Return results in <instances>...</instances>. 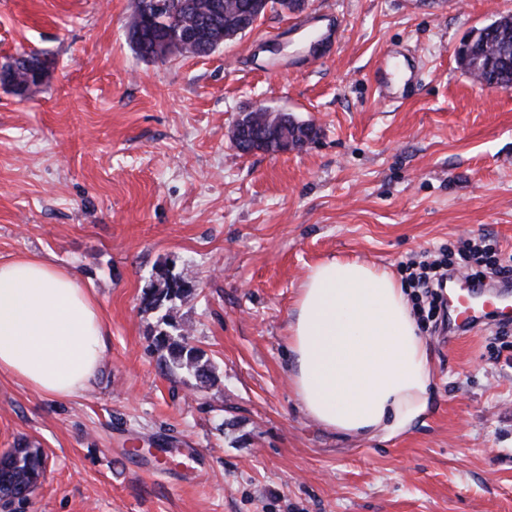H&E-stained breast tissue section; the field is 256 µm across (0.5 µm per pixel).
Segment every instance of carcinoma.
<instances>
[{"label": "carcinoma", "instance_id": "carcinoma-1", "mask_svg": "<svg viewBox=\"0 0 512 512\" xmlns=\"http://www.w3.org/2000/svg\"><path fill=\"white\" fill-rule=\"evenodd\" d=\"M173 17L193 28L197 18L211 12L214 0H191L192 7L186 9V0H167ZM244 0H223L222 13L218 26L208 34V40L216 41L226 31L240 28ZM470 76L486 75L490 82L503 89L512 88V30L504 29L496 37L480 28L473 32ZM157 31H144L130 38L135 51L145 59L154 56V42ZM243 127V152H248L253 139L266 142L268 151L275 152L285 139L299 140L306 134L317 135L314 125L300 121L288 114L277 111L245 112L239 119ZM194 292L189 282L174 276L168 269H161L150 288L145 290L143 304L145 310L163 309L161 327L152 337L155 349L169 373L187 372L202 385L212 383L215 373L205 354L188 342L185 326L177 318V306ZM45 473L43 449L27 442L0 454V501L8 504L21 503L38 487Z\"/></svg>", "mask_w": 512, "mask_h": 512}]
</instances>
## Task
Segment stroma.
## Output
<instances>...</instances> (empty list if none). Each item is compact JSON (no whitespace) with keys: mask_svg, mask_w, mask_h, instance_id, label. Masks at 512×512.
I'll return each mask as SVG.
<instances>
[{"mask_svg":"<svg viewBox=\"0 0 512 512\" xmlns=\"http://www.w3.org/2000/svg\"><path fill=\"white\" fill-rule=\"evenodd\" d=\"M135 5L0 0V66H46L27 95L0 84V260L72 270L108 330L78 395L0 373V453L27 440L47 454L19 512H512V324H421L430 409L388 440L306 416L287 344L317 262L398 274L470 242L512 253V89L476 86L455 56L512 0H309L341 19L318 49L272 12L209 56L153 61L127 39ZM386 54L416 73L389 102L374 79ZM254 104L317 137L238 153L229 131ZM164 264L196 288L180 314L214 384L168 374L152 345L142 296ZM132 448L181 454L149 472Z\"/></svg>","mask_w":512,"mask_h":512,"instance_id":"stroma-1","label":"stroma"}]
</instances>
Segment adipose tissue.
<instances>
[{
	"label": "adipose tissue",
	"mask_w": 512,
	"mask_h": 512,
	"mask_svg": "<svg viewBox=\"0 0 512 512\" xmlns=\"http://www.w3.org/2000/svg\"><path fill=\"white\" fill-rule=\"evenodd\" d=\"M98 300L70 270L33 256L0 260V372L67 398L106 350ZM288 370L302 411L357 440L390 439L428 411L429 347L394 273L356 260L314 265L288 323Z\"/></svg>",
	"instance_id": "ef3b65f1"
}]
</instances>
